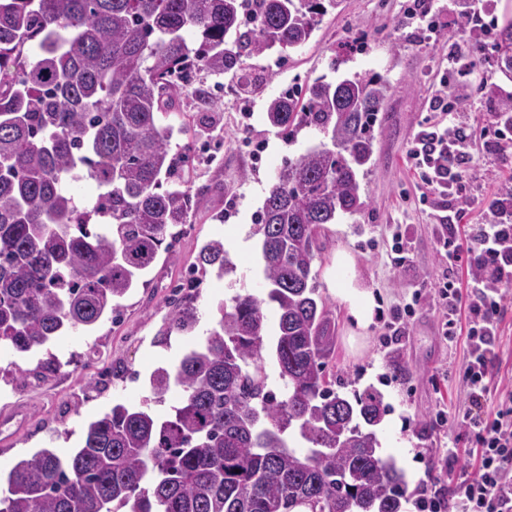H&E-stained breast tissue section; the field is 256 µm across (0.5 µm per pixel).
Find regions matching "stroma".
I'll return each instance as SVG.
<instances>
[{"label":"stroma","mask_w":512,"mask_h":512,"mask_svg":"<svg viewBox=\"0 0 512 512\" xmlns=\"http://www.w3.org/2000/svg\"><path fill=\"white\" fill-rule=\"evenodd\" d=\"M427 2L439 24L428 40L425 22L408 21V7ZM461 0H342L328 8L311 40L290 56L272 50L252 58L268 74L258 90H240L237 77L204 71L190 75L179 98L187 121L178 143L190 144L194 178V213L181 226L170 251L160 252L144 284L121 300L117 320L93 330H77L55 338L25 363L29 373L18 379L3 373L9 357L0 352V475L20 459L43 448L68 455L79 447L87 424L123 401L148 407L166 417L181 396L171 387L164 402H155L150 374L176 366L203 341L214 326L217 307L237 295L265 297L261 274L257 217L284 160L296 158L315 139L300 131L285 140L266 116V104L286 92H305L318 77L337 72L386 77L390 91L374 127V154L360 180L365 207L356 215L326 225L318 234L320 251L314 264L317 293L336 324V349L325 367L331 388L353 397L372 388L386 407L378 427L379 452L394 460L408 483L403 512H415L413 500L428 475L439 478L443 495L478 470L480 448L475 431L463 416L472 408L462 379L468 355L469 309L460 307L454 338L441 334L444 315L423 282L449 275L461 294L471 290L472 261L449 263L440 246L442 217L455 220L460 245H468L471 228L489 219L488 203L512 184V141L494 136L497 101L502 91L491 81L493 58L488 51L472 63L462 82L466 97L450 94L449 102L474 141L471 160L459 176L465 199L446 193L430 195L410 165L409 149L419 133L439 126L441 113L429 101L443 72L456 69L469 41L458 37ZM400 225L410 259L391 262L392 225ZM223 239L232 271L196 274L192 295L199 321L193 332L161 337L171 308L172 286L194 262L200 247ZM354 260L355 282L372 289L380 303L367 330L357 329L348 308L336 295V253ZM422 298L400 336L385 342L384 325L410 302ZM496 341L498 358L487 394L491 403L512 399V283H502ZM56 358L62 367L40 371L38 361ZM445 411L447 425L435 422Z\"/></svg>","instance_id":"stroma-1"}]
</instances>
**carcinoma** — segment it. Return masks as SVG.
<instances>
[{
	"label": "carcinoma",
	"mask_w": 512,
	"mask_h": 512,
	"mask_svg": "<svg viewBox=\"0 0 512 512\" xmlns=\"http://www.w3.org/2000/svg\"><path fill=\"white\" fill-rule=\"evenodd\" d=\"M323 0H0V349L19 359L71 329L116 319L170 229L189 221L185 148L162 115L191 73H237L246 60L303 47ZM496 73L512 83V16L495 36ZM383 76L315 79L306 98L267 104L293 139L322 137L277 172L260 211L267 299L237 295L204 341L150 377L159 418L117 403L67 457L18 461L0 512H402L407 482L377 452L386 412L373 390L350 400L326 385L336 346L311 285L317 230L364 206L360 173L389 94ZM100 193L79 200L70 183ZM232 269L224 240L201 247L175 284L162 336L197 322L184 290L195 272ZM277 309L266 389L267 316Z\"/></svg>",
	"instance_id": "obj_1"
}]
</instances>
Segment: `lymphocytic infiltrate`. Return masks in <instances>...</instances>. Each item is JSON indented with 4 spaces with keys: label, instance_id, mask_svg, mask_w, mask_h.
I'll return each instance as SVG.
<instances>
[{
    "label": "lymphocytic infiltrate",
    "instance_id": "1",
    "mask_svg": "<svg viewBox=\"0 0 512 512\" xmlns=\"http://www.w3.org/2000/svg\"><path fill=\"white\" fill-rule=\"evenodd\" d=\"M430 105L443 114L442 132L419 135L409 152L412 166L427 187H453L463 194L454 168L469 161L474 143L458 123L457 113L448 109L443 96L431 97ZM493 218L472 230L476 255L469 297H462L454 281L441 278L434 284L435 298L448 311L441 326L443 335L454 336L457 309L468 301L471 321L468 333L469 357L463 380L470 391L474 413L464 420L477 431L481 461L477 474L461 483L453 498L423 486L416 499L419 512H512V406L501 407L493 416L479 415L487 393L489 370L497 358L495 336L501 307L498 285L512 281V199L494 200Z\"/></svg>",
    "mask_w": 512,
    "mask_h": 512
}]
</instances>
